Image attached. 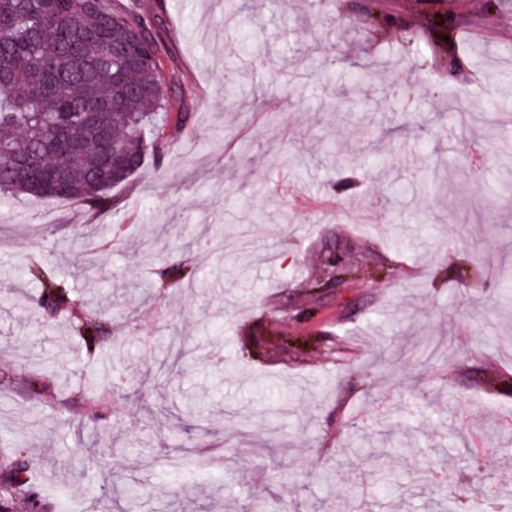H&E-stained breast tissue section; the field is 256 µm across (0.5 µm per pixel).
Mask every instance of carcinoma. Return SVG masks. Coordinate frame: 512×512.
Masks as SVG:
<instances>
[{
	"mask_svg": "<svg viewBox=\"0 0 512 512\" xmlns=\"http://www.w3.org/2000/svg\"><path fill=\"white\" fill-rule=\"evenodd\" d=\"M132 44L142 63L130 66L114 49ZM0 195L66 200L99 213L109 192L152 158H165L163 134L183 123L180 74L162 52L155 18L135 0H0ZM113 153L137 157L114 177L102 167L99 131ZM23 273L40 285V304H56L73 319L85 351L95 354L102 308L31 258ZM48 512L32 470L0 455V512L19 497Z\"/></svg>",
	"mask_w": 512,
	"mask_h": 512,
	"instance_id": "obj_1",
	"label": "carcinoma"
}]
</instances>
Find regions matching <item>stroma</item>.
Returning a JSON list of instances; mask_svg holds the SVG:
<instances>
[{"instance_id": "1", "label": "stroma", "mask_w": 512, "mask_h": 512, "mask_svg": "<svg viewBox=\"0 0 512 512\" xmlns=\"http://www.w3.org/2000/svg\"><path fill=\"white\" fill-rule=\"evenodd\" d=\"M365 2L246 0L234 25L224 0H138L189 115L163 164L103 215L0 198V438L62 512L129 484L154 512H440L488 484L512 512V282L488 274L512 273V0H385L374 26ZM34 253L122 308L97 359L37 311ZM332 255L368 278L328 282ZM91 375L110 399L74 402Z\"/></svg>"}]
</instances>
